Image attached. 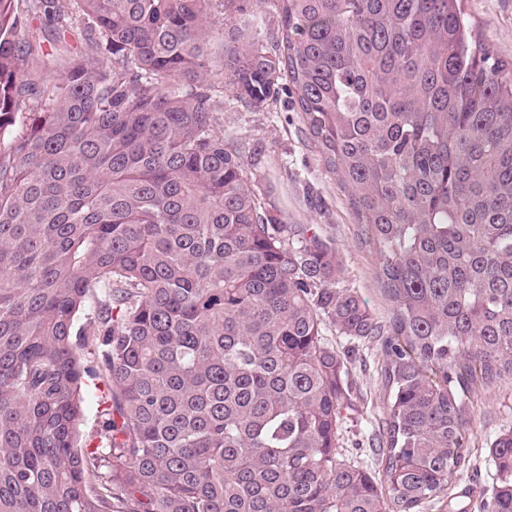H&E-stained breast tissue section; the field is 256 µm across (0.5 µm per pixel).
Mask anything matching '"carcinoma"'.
I'll return each mask as SVG.
<instances>
[{
	"mask_svg": "<svg viewBox=\"0 0 512 512\" xmlns=\"http://www.w3.org/2000/svg\"><path fill=\"white\" fill-rule=\"evenodd\" d=\"M272 2L267 38L265 0H69L31 39L57 0H0V512H422L464 467L467 397L512 375V67L463 0ZM224 86L290 92L388 324L224 142ZM326 325L380 346L378 476L339 446ZM489 458L482 508L512 512V427ZM83 412L84 419L80 425V433L83 435L84 440L87 441L95 438L97 433L100 431L104 417L100 416V411L107 404L98 405L97 394L92 390L87 392L84 396Z\"/></svg>",
	"mask_w": 512,
	"mask_h": 512,
	"instance_id": "carcinoma-1",
	"label": "carcinoma"
}]
</instances>
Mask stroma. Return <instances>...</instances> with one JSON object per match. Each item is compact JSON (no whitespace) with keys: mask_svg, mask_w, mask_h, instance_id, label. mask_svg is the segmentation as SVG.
Here are the masks:
<instances>
[{"mask_svg":"<svg viewBox=\"0 0 512 512\" xmlns=\"http://www.w3.org/2000/svg\"><path fill=\"white\" fill-rule=\"evenodd\" d=\"M462 8L474 34L503 59L512 58V0H464ZM221 108L224 137L237 147L249 168L265 173L273 186L272 199L287 224L312 225L317 234L340 253L341 287L360 295L380 322H388L391 308L375 277L374 257L361 243V230L337 185L325 168L315 142L306 133L299 112L286 93L261 108L246 106L231 91L216 97ZM323 334L339 350L348 352V382L353 411L340 430V446L350 458L378 471L384 391L380 381L381 353L375 343L358 344L339 336L333 327ZM467 458L449 489V498L469 489L468 512L480 504L495 481L488 446L501 431L512 427V376L495 379L472 398Z\"/></svg>","mask_w":512,"mask_h":512,"instance_id":"35a3bbf8","label":"stroma"}]
</instances>
